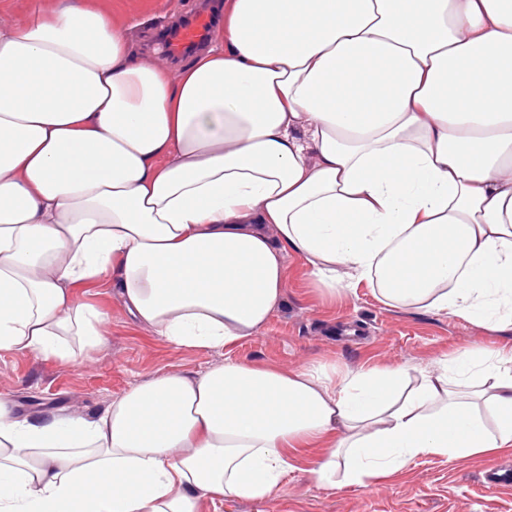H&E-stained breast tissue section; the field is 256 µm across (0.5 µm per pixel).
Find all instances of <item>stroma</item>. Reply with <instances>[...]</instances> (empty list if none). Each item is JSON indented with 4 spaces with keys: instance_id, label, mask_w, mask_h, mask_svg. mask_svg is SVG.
Listing matches in <instances>:
<instances>
[{
    "instance_id": "stroma-1",
    "label": "stroma",
    "mask_w": 512,
    "mask_h": 512,
    "mask_svg": "<svg viewBox=\"0 0 512 512\" xmlns=\"http://www.w3.org/2000/svg\"><path fill=\"white\" fill-rule=\"evenodd\" d=\"M201 2L108 0V9L127 21L136 48L153 55L162 50L158 33L192 15ZM284 292L285 305L255 336L225 350L177 348L136 323L110 276L101 275L77 297L109 313L105 344L75 363L0 350V397L23 414L54 408L90 415L141 381L169 372L201 374L228 358L285 371L389 365L416 377L476 348L512 355L511 329L496 332L459 315L393 308L364 282L328 296L295 255L287 258ZM487 463L484 457H421L385 482L341 488L320 484L303 464L288 472L271 498L207 500L203 512H512V487H485Z\"/></svg>"
}]
</instances>
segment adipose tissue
<instances>
[{
	"mask_svg": "<svg viewBox=\"0 0 512 512\" xmlns=\"http://www.w3.org/2000/svg\"><path fill=\"white\" fill-rule=\"evenodd\" d=\"M333 295L512 325V0H226L179 72L105 0L0 22V349L106 341L75 291L111 269L178 347L254 336L286 259ZM512 452V359L288 372L225 360L94 416L0 399V512H202L299 459L367 486L419 457Z\"/></svg>",
	"mask_w": 512,
	"mask_h": 512,
	"instance_id": "1",
	"label": "adipose tissue"
}]
</instances>
